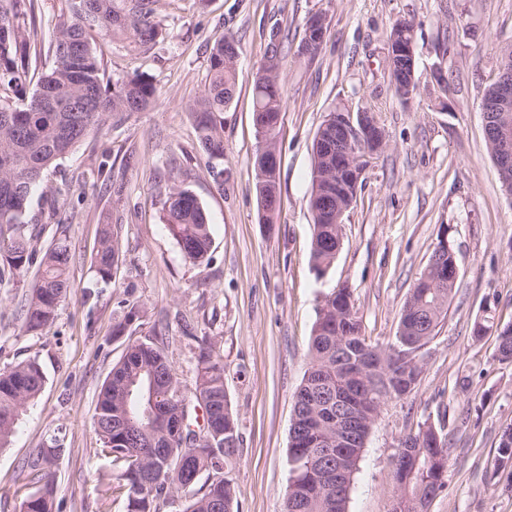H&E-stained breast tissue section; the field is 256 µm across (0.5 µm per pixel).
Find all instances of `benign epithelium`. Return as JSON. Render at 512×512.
Here are the masks:
<instances>
[{
	"label": "benign epithelium",
	"mask_w": 512,
	"mask_h": 512,
	"mask_svg": "<svg viewBox=\"0 0 512 512\" xmlns=\"http://www.w3.org/2000/svg\"><path fill=\"white\" fill-rule=\"evenodd\" d=\"M389 43L390 64L393 83L398 94L407 99L414 91L415 56L412 43L400 34L397 27ZM325 20L313 17L307 25V34L312 36L309 44L320 45L325 36ZM496 113L495 124L488 127V143L497 162L505 193L512 198V53L505 52L496 79L486 90L483 110ZM318 143L328 155L335 157L336 185H326L315 191L314 199L320 208L315 213L325 224H339L344 214L353 205L355 198L350 185L359 183L370 155L380 149L384 135L372 115L360 112L353 118L348 112H334L326 118L318 131ZM355 407L339 395L336 397V447L325 448L313 462L322 468L328 478H333L334 466L341 465L342 450L354 443Z\"/></svg>",
	"instance_id": "benign-epithelium-1"
}]
</instances>
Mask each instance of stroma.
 I'll return each mask as SVG.
<instances>
[{
    "label": "stroma",
    "instance_id": "35a3bbf8",
    "mask_svg": "<svg viewBox=\"0 0 512 512\" xmlns=\"http://www.w3.org/2000/svg\"><path fill=\"white\" fill-rule=\"evenodd\" d=\"M65 0H36L35 71L45 70ZM163 38L148 52L92 34L114 81L139 73L156 104L92 131L46 170L33 190L24 231L47 247L65 236L70 287L54 323L25 332L19 319L36 267L0 283V372L37 359L38 398L0 448V512H19L31 492L28 461L58 439L56 512H125L113 492L93 415L100 387L129 341L161 336L179 387L194 386L200 347L224 359V388L240 424L229 472L239 512H283L294 394L307 369L317 310L348 287L369 342L394 341L404 303L440 239L458 268L448 310L423 351L414 391L387 401L367 438L348 512H389L400 439L431 423L448 435L446 490L429 512H512V478H491L501 433L512 428V363L497 358V327L512 323V197L504 193L484 137L482 99L512 45V0H156ZM323 16L321 48L302 55L308 20ZM414 23L416 88L395 92L387 37ZM240 45L237 93L224 110L222 181L198 146L192 102L208 83L219 36ZM276 59L283 84L278 136L281 205L261 221L252 155L253 87ZM442 70L447 95L433 78ZM368 112L384 133L325 277L310 260L314 136L328 113ZM203 206L211 259H185L163 220L169 179ZM119 241L109 281L95 272L100 227ZM143 316L120 336L126 306ZM489 330L474 338L475 322Z\"/></svg>",
    "mask_w": 512,
    "mask_h": 512
}]
</instances>
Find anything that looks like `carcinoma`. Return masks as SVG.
<instances>
[{
    "mask_svg": "<svg viewBox=\"0 0 512 512\" xmlns=\"http://www.w3.org/2000/svg\"><path fill=\"white\" fill-rule=\"evenodd\" d=\"M155 0H70L69 13L56 23L52 63L40 73L33 91L30 67L36 53L31 31L35 0H0V283L38 263L35 281L22 310L23 328L36 333L50 326L58 305L69 288L72 259L66 240L60 238L42 251L34 238L25 236L29 196L44 170L64 157L88 134L115 114L141 112L156 101L157 88L144 75L108 82L89 33L119 37L139 48L150 49L162 38L154 20ZM237 41L228 36L216 40L209 57V83L195 101L196 126L205 155H224L223 112L232 101L237 84ZM253 106L267 113L278 135L282 114V85L278 70L256 75ZM164 222L185 258L191 262L210 259L212 237L202 205L189 190L171 178L165 188ZM118 242L111 225L101 230L96 254V273L111 277L118 255ZM336 259V225L314 224L311 262L322 277ZM455 283L447 275L431 277V287L413 288L406 303L415 308L416 329L407 337L411 344L427 345L447 312ZM498 355L512 363V324L497 334ZM362 346L376 356L380 369L397 372L406 347L400 340L387 346L373 345L362 336V319L349 288H335L318 310L310 337L309 365L295 394L288 454L293 477L288 485L284 512H347L349 493L358 470L364 444L344 457V492L324 482L309 465L310 458L326 442L336 439V424L330 421L327 402L316 389L343 388L347 382L336 376L338 346ZM44 373L35 361L22 362L0 373V447L6 446L15 421L40 394ZM164 405L165 418H146L149 392ZM203 411L198 424L196 409ZM183 425L184 435L175 436L172 422ZM95 430L103 451L112 457L116 479L124 489L126 512H160L159 503L182 493L183 512H238L232 479L223 469L232 465L239 445V420L224 388L223 356L209 344L199 356L194 389H179L164 341L148 337L126 345L121 359L102 383L94 413ZM411 460L395 469L396 498L400 512H424L425 501L446 488L448 435L444 429L424 423L418 427ZM166 448V456L151 453ZM194 450L192 471L207 475L202 487L178 471L182 451ZM37 450L28 463L35 490L21 502L27 512H54L55 464ZM154 470L163 477L143 486V474ZM512 471V428L502 432L490 478Z\"/></svg>",
    "mask_w": 512,
    "mask_h": 512,
    "instance_id": "cac0c4a2",
    "label": "carcinoma"
}]
</instances>
